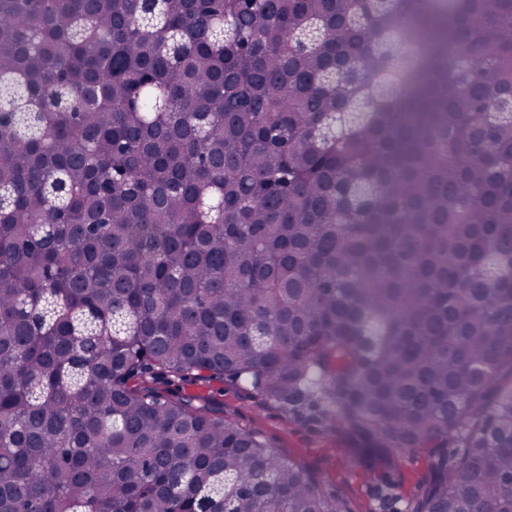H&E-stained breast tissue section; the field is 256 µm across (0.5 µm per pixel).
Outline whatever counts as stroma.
<instances>
[{
  "mask_svg": "<svg viewBox=\"0 0 512 512\" xmlns=\"http://www.w3.org/2000/svg\"><path fill=\"white\" fill-rule=\"evenodd\" d=\"M167 391L195 398L197 404L223 412L240 428L256 433L271 449L297 460L346 499L352 512H406L415 479L427 469L426 458L413 453L396 469L372 471L368 459L357 456L344 435L325 426L316 410L293 415L261 394L222 380L177 381Z\"/></svg>",
  "mask_w": 512,
  "mask_h": 512,
  "instance_id": "35a3bbf8",
  "label": "stroma"
}]
</instances>
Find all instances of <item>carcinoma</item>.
<instances>
[{"mask_svg":"<svg viewBox=\"0 0 512 512\" xmlns=\"http://www.w3.org/2000/svg\"><path fill=\"white\" fill-rule=\"evenodd\" d=\"M510 92L512 0H0V512H349L214 377L512 512Z\"/></svg>","mask_w":512,"mask_h":512,"instance_id":"obj_1","label":"carcinoma"}]
</instances>
